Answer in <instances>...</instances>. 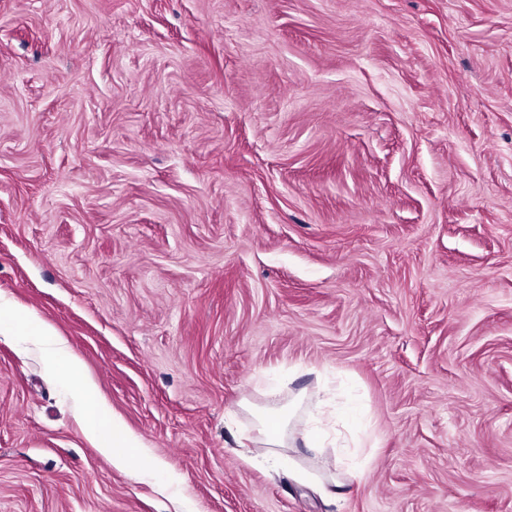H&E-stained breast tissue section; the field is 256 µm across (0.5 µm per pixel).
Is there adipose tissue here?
<instances>
[{
  "instance_id": "ef3b65f1",
  "label": "adipose tissue",
  "mask_w": 512,
  "mask_h": 512,
  "mask_svg": "<svg viewBox=\"0 0 512 512\" xmlns=\"http://www.w3.org/2000/svg\"><path fill=\"white\" fill-rule=\"evenodd\" d=\"M0 327L8 332L17 329L26 335L43 338L52 368L73 388L85 433L99 441L100 451L111 458L113 466L124 471H137L142 459L141 443L120 418H108L107 405L96 384L83 374L80 361L69 352L65 340L46 323H32L1 311Z\"/></svg>"
}]
</instances>
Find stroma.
<instances>
[{
	"label": "stroma",
	"mask_w": 512,
	"mask_h": 512,
	"mask_svg": "<svg viewBox=\"0 0 512 512\" xmlns=\"http://www.w3.org/2000/svg\"><path fill=\"white\" fill-rule=\"evenodd\" d=\"M0 309V512H512V0H0ZM2 326L8 333L17 329L28 336H42L52 368L73 388L79 406V420L85 433L96 441L101 439L99 450L112 459L113 466L137 472L142 459L141 443L120 418L114 415L112 420L108 418L107 405L96 384L82 373L80 361L69 352L65 340L45 322L31 323L0 309V332ZM104 428L108 430L107 438L101 435ZM260 431L263 433V444L268 448H283L286 437V418L280 414L257 415Z\"/></svg>",
	"instance_id": "1"
}]
</instances>
